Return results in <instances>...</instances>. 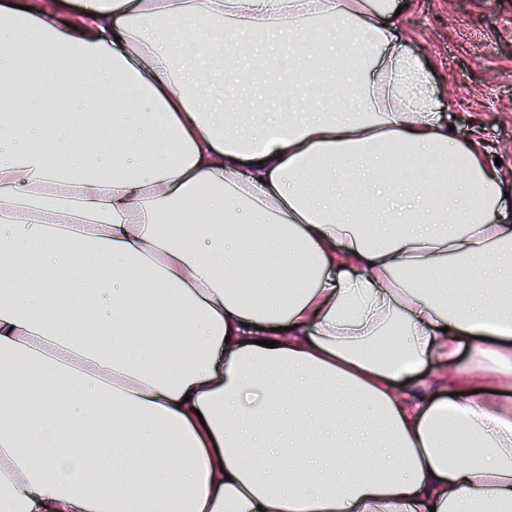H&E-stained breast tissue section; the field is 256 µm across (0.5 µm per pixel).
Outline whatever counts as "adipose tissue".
<instances>
[{"instance_id":"ef3b65f1","label":"adipose tissue","mask_w":512,"mask_h":512,"mask_svg":"<svg viewBox=\"0 0 512 512\" xmlns=\"http://www.w3.org/2000/svg\"><path fill=\"white\" fill-rule=\"evenodd\" d=\"M391 12L26 0L0 16V81L26 49L30 78L110 130L78 143L70 113L22 128L32 100L0 109V512H512V225L492 217L512 197L482 139L450 132ZM275 40L316 105L279 85L282 111L257 93L247 119L215 111L211 62H244L248 84ZM341 41L357 65L333 86ZM175 215L194 222L173 231ZM100 265L90 319L82 269ZM431 360L448 396L413 388ZM75 394L112 428L95 496Z\"/></svg>"}]
</instances>
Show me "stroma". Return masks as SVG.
I'll return each instance as SVG.
<instances>
[{
	"mask_svg": "<svg viewBox=\"0 0 512 512\" xmlns=\"http://www.w3.org/2000/svg\"><path fill=\"white\" fill-rule=\"evenodd\" d=\"M391 22L432 74L458 140L482 128L512 186V0H393Z\"/></svg>",
	"mask_w": 512,
	"mask_h": 512,
	"instance_id": "stroma-1",
	"label": "stroma"
}]
</instances>
